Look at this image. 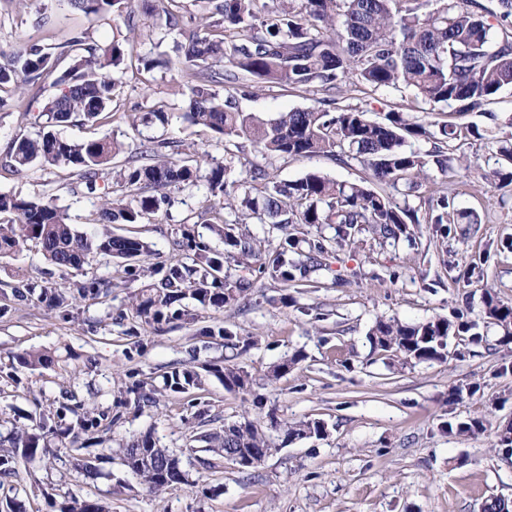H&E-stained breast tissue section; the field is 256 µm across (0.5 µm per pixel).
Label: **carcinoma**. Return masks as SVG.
Listing matches in <instances>:
<instances>
[{
    "instance_id": "carcinoma-1",
    "label": "carcinoma",
    "mask_w": 512,
    "mask_h": 512,
    "mask_svg": "<svg viewBox=\"0 0 512 512\" xmlns=\"http://www.w3.org/2000/svg\"><path fill=\"white\" fill-rule=\"evenodd\" d=\"M258 0H214L212 11L194 27L183 28V78L188 89L187 119L222 137L249 143L265 158L329 154L356 160L379 183L395 186L403 180L412 191L426 165L420 153L407 148V138L435 139V163L445 172L450 157L444 146L457 132L446 125L439 134L407 122L398 112L384 121L366 118L352 105H336V96L358 84L380 88L412 87L426 104L455 106L470 111L484 105L505 86H512V0H497L494 10L482 0H273L276 6L261 9ZM130 0H71L87 14L126 16ZM331 29L334 36L323 31ZM126 43H97L80 31L56 47L29 41L9 60L0 61V90L10 88L37 96L46 81L56 88L42 112L35 117L36 136L15 139L6 165L15 172L32 166H65L75 174L74 194H101L100 221L104 224H146L171 191L197 178L200 160L177 140L161 141L141 152L144 163L119 172L122 194L112 197L109 188L112 159L124 145L110 135L83 140L58 136L52 127L64 123L96 124L112 113L115 89L112 73L126 66ZM296 87L325 94L315 105L280 112L261 119L238 110L236 96L251 93L253 84ZM250 181L262 180L263 200L249 192L228 189V166L217 163L206 176L210 199L198 219L217 209H228L237 219L222 221L211 230L224 237V245L238 254L252 255L250 238L235 234L234 224L254 220L285 231L280 258L262 273L284 283L295 281L296 267L284 256L299 241L287 232L290 224H334L339 243L367 227L383 239L408 233L411 209L391 197L361 184L337 183L310 173L290 183L269 180L266 170L244 160ZM431 223H448V197L429 203ZM188 262L166 268L160 285L142 294L136 313L152 319L164 315L174 302L191 296L202 305L220 308L247 296L250 282L233 285L221 276L224 257L205 244L186 237ZM29 241L41 245L42 254L62 270H80L98 256L134 258L151 255L147 242L114 235L108 230L88 235L69 223L67 213L50 200L0 194V257L12 255ZM486 314L512 335V303L488 297ZM471 327L439 318L415 324L379 320L369 332L374 349L404 363L440 360L448 339ZM224 388L244 389L248 375L224 367ZM174 393L198 384L192 370H174L166 379ZM483 430L477 420L448 424V431L473 435ZM324 424L307 421L285 426L284 440L320 435ZM208 451L229 460L240 456L242 469L258 466L272 451L263 431L250 421L233 423L209 434ZM48 451L45 437L36 428H20L11 448L0 449V478H12L15 456L33 460ZM124 465L147 487L161 491L187 481L179 460L166 448L144 436L119 449ZM68 512H108L90 499L73 496ZM482 512H512V502L490 496Z\"/></svg>"
}]
</instances>
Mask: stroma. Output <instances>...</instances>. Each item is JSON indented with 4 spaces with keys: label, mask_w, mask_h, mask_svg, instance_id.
<instances>
[{
    "label": "stroma",
    "mask_w": 512,
    "mask_h": 512,
    "mask_svg": "<svg viewBox=\"0 0 512 512\" xmlns=\"http://www.w3.org/2000/svg\"><path fill=\"white\" fill-rule=\"evenodd\" d=\"M153 3L132 0L137 27L131 32L73 9L70 0H34L27 10L0 0V55H12L33 35L63 44L75 29L98 42L128 40L135 57L166 55L168 69L130 65L117 75L110 121L64 125L57 134L117 136L126 145L112 162L117 170L144 145L176 138L204 160L228 165L229 180H242L235 139L185 119L179 36L153 12ZM314 99L301 89L259 87L237 106L268 119ZM46 100L42 94L27 110H0V193L50 197L79 231H102L97 198L72 193L68 170L3 168L13 139L35 135L28 117ZM346 102L376 121L397 111L430 131L453 126L452 172L427 164L418 192L410 195L405 186L373 181L354 160L322 154L266 160L257 154L253 160L277 182L317 172L407 203L418 222L398 240L366 230L340 246L335 225H291L299 240L293 260H302L316 241L326 251L305 279L285 284L259 272L279 253L280 231L270 224L238 225L255 239L256 253L225 259L224 277L254 286L246 299L220 309L182 299L180 308L195 316L191 323L148 321L134 307L155 282L153 264L182 261L185 234L223 251V239L196 221L208 194L205 178L175 191L153 223L112 225L114 234L149 242L150 260L98 256L81 270L62 271L32 242L0 258V446L33 423L50 432L48 453L18 460V478L0 485V512L9 500L18 512H63L75 494L106 503L110 512H481L490 495L512 500V455L496 437L512 423V336L486 315L488 297L512 303V189L477 177L497 168L501 149L512 147V87L499 90L480 112L423 104L404 86H359ZM160 106L168 124L144 123L143 115ZM443 195L460 213L458 223H431L428 201ZM21 280L68 292L99 280L112 287L51 310L15 300L11 289ZM380 318H458L472 331L450 339L446 359L403 365L369 341ZM27 351L52 361L24 367L18 357ZM292 358L295 368L272 378V370ZM226 365L248 374L247 390H226L213 375V368ZM184 367L198 372L199 388L166 390V376ZM136 383L154 390L153 406L134 407L129 389ZM104 414L115 419L111 429L83 431L86 419ZM474 418L483 421L484 432H449V424ZM244 420L261 427L273 451L252 469L229 461L211 466L204 436ZM307 420L322 421L325 433L284 441V424ZM144 435L179 459L188 483L154 493L124 466L119 448Z\"/></svg>",
    "instance_id": "obj_1"
}]
</instances>
